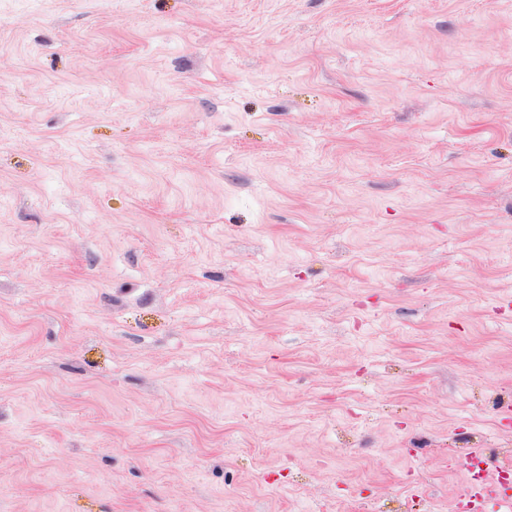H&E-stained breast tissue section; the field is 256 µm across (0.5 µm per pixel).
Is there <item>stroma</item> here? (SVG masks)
<instances>
[{
  "label": "stroma",
  "mask_w": 512,
  "mask_h": 512,
  "mask_svg": "<svg viewBox=\"0 0 512 512\" xmlns=\"http://www.w3.org/2000/svg\"><path fill=\"white\" fill-rule=\"evenodd\" d=\"M512 464V0H0V512H462Z\"/></svg>",
  "instance_id": "obj_1"
}]
</instances>
